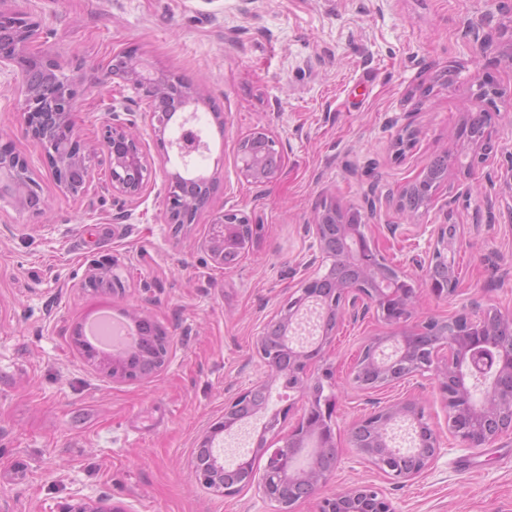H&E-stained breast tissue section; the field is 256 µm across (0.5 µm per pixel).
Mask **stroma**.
<instances>
[{"mask_svg": "<svg viewBox=\"0 0 512 512\" xmlns=\"http://www.w3.org/2000/svg\"><path fill=\"white\" fill-rule=\"evenodd\" d=\"M504 2L494 10L488 0H13L12 9L41 20L38 46L78 91L81 142L96 141L111 105L124 102L156 175L134 201L113 192L101 168L87 194L64 192L22 132L14 82L0 78V145L28 160L47 202L33 212L0 201V225L12 227L0 235V512H64L76 493L89 507L126 512H277L251 489L219 496L196 487L193 452L225 400L263 380L255 352L263 324L304 278L326 272L324 262L302 266L307 226L322 204L359 213L388 261L409 274L417 321L460 311L459 299L431 291L424 272L410 268L409 249L393 246L385 230L405 223L399 194L438 157H447L448 175L414 221L464 225L460 290L512 314V223L499 202L512 161L474 162L462 133L477 105L473 73L512 92V0ZM488 12L485 49L464 28ZM122 50L210 97L197 110L209 149L195 165L215 191L178 234L163 218L168 175L179 165L165 162L146 100L105 76ZM407 125L416 141L399 156L394 142ZM262 126L277 135L283 162L258 185L240 175L237 149ZM469 161L467 178L458 165ZM469 186L474 196H465ZM225 210L254 226L250 252L231 267L202 247L213 214ZM112 256L123 290H85L91 261ZM136 308L170 336L173 360L151 377L115 381L85 363L72 336L93 313L128 321ZM394 333L372 312L343 323L327 347L341 461L295 512H318L321 497L357 482L382 487L397 512H512V435L469 450L448 439L432 471L403 483L353 464L350 427L371 401L415 398L432 425H446L434 380L349 387L363 340ZM262 424L257 417L219 435L224 462L251 457Z\"/></svg>", "mask_w": 512, "mask_h": 512, "instance_id": "1", "label": "stroma"}]
</instances>
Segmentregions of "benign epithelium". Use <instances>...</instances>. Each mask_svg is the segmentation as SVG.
<instances>
[{"label": "benign epithelium", "mask_w": 512, "mask_h": 512, "mask_svg": "<svg viewBox=\"0 0 512 512\" xmlns=\"http://www.w3.org/2000/svg\"><path fill=\"white\" fill-rule=\"evenodd\" d=\"M3 27L10 30L11 43H0V74L13 73L19 86L23 133L41 144L57 184L73 196L82 195L88 189L92 170L104 165L109 171L112 191L131 201L138 199L154 170L134 130L135 121L121 117L113 107L98 141L89 146L81 144L76 136L77 94L58 67L57 58L48 51L35 58L27 54L29 41L41 28L40 20L19 13H0V28ZM112 75L138 97L149 101L153 100L150 92L162 90L168 83L165 77L145 74L133 59L127 69L114 71ZM473 84L475 97L483 104L480 114L501 117L498 104L504 101V89L480 76L473 78ZM148 117L160 144L176 148L184 164L206 150L202 131L195 124L196 112L182 118L178 137L168 142L164 135L171 113L153 105ZM257 133L269 142L272 159H257L242 151L239 173L248 181L262 184L274 177L265 171L264 165L280 168L281 154L276 149L277 138L268 128L261 127ZM470 138L480 161L493 152L506 150L490 128ZM508 158L511 164L502 181L508 197L507 213L512 220V150L508 151ZM170 180L164 223L179 229L195 222L210 199L212 183L208 178L196 182L202 195L195 196L179 188V182L186 177L176 173ZM36 188L28 162L0 151V200L20 203ZM329 211H336V205L316 210L314 223L309 225L317 246L309 254V265L329 257L324 236V216ZM247 223L248 217L237 211H223L214 216L203 247L215 262L233 265L250 248L252 239L243 232ZM462 239V229H457L450 238L447 223L433 224L425 243L415 244L416 253L409 258L413 267L426 271L432 291L438 296L449 298L459 293L455 255L462 247ZM356 258L372 273L378 274L388 267L385 257L368 239ZM99 280L119 283L115 259L92 264L85 283ZM316 284L315 279H304L256 337L255 350L267 380L225 400L224 419L209 427L191 460V471L198 485L216 495L236 494L253 487L262 500L277 504L278 512H293L298 500L313 495L327 483L340 462L332 424L336 383L330 369H323L315 377L311 366L321 360L340 324L363 319L371 307L397 328L396 336L389 347L377 336L362 342L350 373L351 385L363 390L375 389L428 373L442 394L448 431L461 446L482 448L512 432V338L505 343L495 338L493 332V328L504 326L512 332L511 315L486 307L479 312L464 310L449 320L430 318L410 326L414 289L405 287L407 281L400 276L387 288L356 284L338 287L330 296L324 295ZM273 336L288 350V389L308 403V408L283 445L275 447L265 436L259 437V451L266 457L264 473L258 481L249 477L237 482L227 477L222 462H216L213 469L199 466L198 455L202 445H211L219 433L237 425L236 411L283 373L269 341ZM444 348L448 356L442 359L439 351ZM326 386L331 389L328 395L324 394ZM361 429L368 430L370 438L368 443L355 446V461L369 465L389 479L412 480L428 471L442 454L440 432L425 419L414 399L374 407L355 423L351 438L357 439ZM319 512H396V509L380 487L362 483L323 498Z\"/></svg>", "instance_id": "obj_1"}]
</instances>
